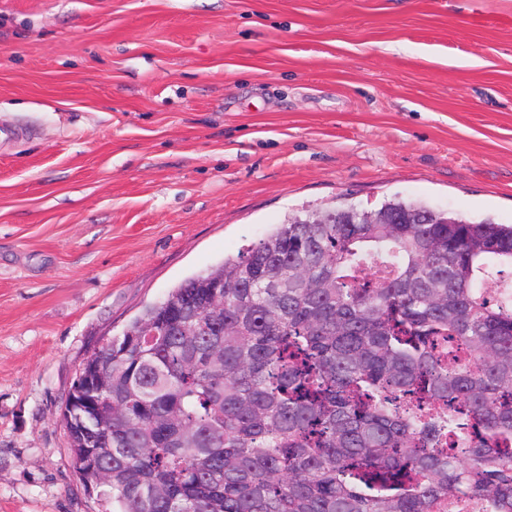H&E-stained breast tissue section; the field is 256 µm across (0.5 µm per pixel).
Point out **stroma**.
<instances>
[{
  "label": "stroma",
  "instance_id": "stroma-1",
  "mask_svg": "<svg viewBox=\"0 0 512 512\" xmlns=\"http://www.w3.org/2000/svg\"><path fill=\"white\" fill-rule=\"evenodd\" d=\"M0 512H98L61 421L145 306L340 204L512 224V0H0Z\"/></svg>",
  "mask_w": 512,
  "mask_h": 512
}]
</instances>
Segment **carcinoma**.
Masks as SVG:
<instances>
[{
  "mask_svg": "<svg viewBox=\"0 0 512 512\" xmlns=\"http://www.w3.org/2000/svg\"><path fill=\"white\" fill-rule=\"evenodd\" d=\"M511 270L512 224L291 218L93 352L74 472L112 512H512Z\"/></svg>",
  "mask_w": 512,
  "mask_h": 512,
  "instance_id": "1",
  "label": "carcinoma"
}]
</instances>
